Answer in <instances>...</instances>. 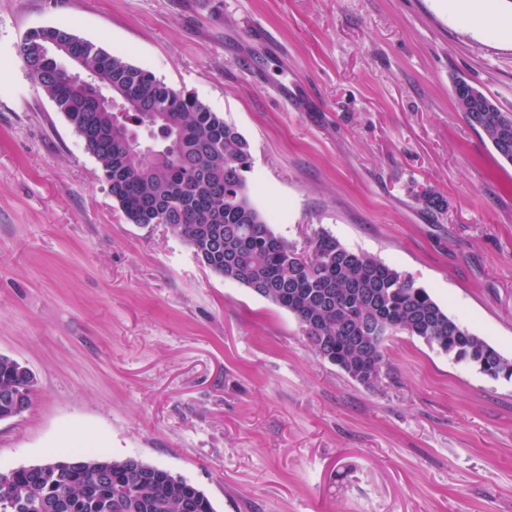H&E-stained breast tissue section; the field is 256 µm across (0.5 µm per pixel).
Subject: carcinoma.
Segmentation results:
<instances>
[{
	"label": "carcinoma",
	"instance_id": "cac0c4a2",
	"mask_svg": "<svg viewBox=\"0 0 512 512\" xmlns=\"http://www.w3.org/2000/svg\"><path fill=\"white\" fill-rule=\"evenodd\" d=\"M66 38L83 53L82 65L127 107H98L67 71L42 60L38 48ZM29 76L82 133L112 198L133 224H168L196 256L215 254L213 272L288 310L325 360L351 379H379L383 345L368 340L378 324L436 346L492 379H512V361L450 316L423 288L370 255L354 252L321 232L307 257L276 236L249 197L243 175L249 144L197 97L81 39L65 27L32 32L21 48ZM163 126L157 147H142L131 127ZM496 152L512 163V120L506 112H467ZM35 379L21 363L0 356V394ZM82 464L50 471L34 485L0 483V512H215L208 496L164 468L79 455ZM112 468L107 484L96 466ZM61 508L53 511L47 504Z\"/></svg>",
	"mask_w": 512,
	"mask_h": 512
}]
</instances>
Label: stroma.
I'll return each instance as SVG.
<instances>
[{
	"label": "stroma",
	"mask_w": 512,
	"mask_h": 512,
	"mask_svg": "<svg viewBox=\"0 0 512 512\" xmlns=\"http://www.w3.org/2000/svg\"><path fill=\"white\" fill-rule=\"evenodd\" d=\"M52 26L234 125L277 236L378 257L512 359V164L453 97L512 112V0H0V354L37 379L0 473L87 448L216 512H512V379L397 332L362 385L169 225L129 223L25 68Z\"/></svg>",
	"instance_id": "35a3bbf8"
}]
</instances>
